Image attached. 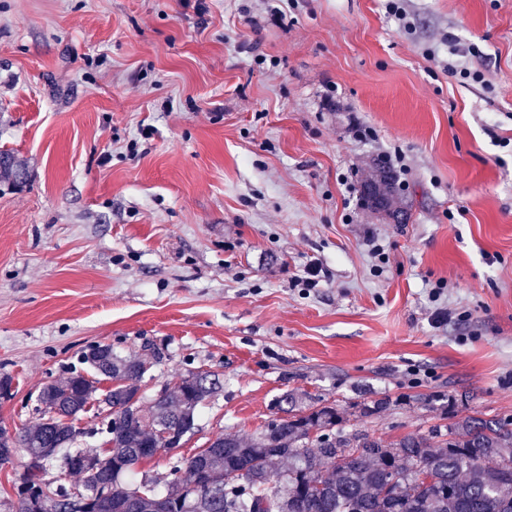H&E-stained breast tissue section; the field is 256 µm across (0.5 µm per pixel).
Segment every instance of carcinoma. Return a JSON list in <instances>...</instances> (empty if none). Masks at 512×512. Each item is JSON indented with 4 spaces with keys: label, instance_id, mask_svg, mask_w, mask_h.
<instances>
[{
    "label": "carcinoma",
    "instance_id": "cac0c4a2",
    "mask_svg": "<svg viewBox=\"0 0 512 512\" xmlns=\"http://www.w3.org/2000/svg\"><path fill=\"white\" fill-rule=\"evenodd\" d=\"M362 201L395 224L406 211L393 196V175L379 159L370 163ZM26 171L0 150V182L20 184ZM95 377L73 373L48 382L39 392L41 417L15 434L0 428V466L13 450H26L29 463L17 485L16 512H71L73 487L43 479L57 461L82 476L81 512H512V416L450 414L446 425L385 441L364 430L345 428L333 406H304L288 392L275 403L266 428L251 437L224 433L195 455L171 457L165 491L139 474L152 458L163 429L186 437L198 429L200 406L221 388L209 373L190 372L172 387L147 398L139 382L146 362L112 347L91 345L81 354ZM112 382L96 397L100 380ZM107 408L106 466L94 473L69 465L72 421L92 403ZM389 399L359 403L360 416L384 412ZM428 471L419 481L415 471Z\"/></svg>",
    "mask_w": 512,
    "mask_h": 512
}]
</instances>
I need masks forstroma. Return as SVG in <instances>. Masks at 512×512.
Here are the masks:
<instances>
[{
    "mask_svg": "<svg viewBox=\"0 0 512 512\" xmlns=\"http://www.w3.org/2000/svg\"><path fill=\"white\" fill-rule=\"evenodd\" d=\"M385 5L0 0V426L96 343L148 395L219 375L180 457L289 390L387 441L512 415V0ZM383 156L407 223L361 204ZM25 179V168L18 164L10 153L0 150V182L10 181L13 184H20Z\"/></svg>",
    "mask_w": 512,
    "mask_h": 512,
    "instance_id": "stroma-1",
    "label": "stroma"
}]
</instances>
